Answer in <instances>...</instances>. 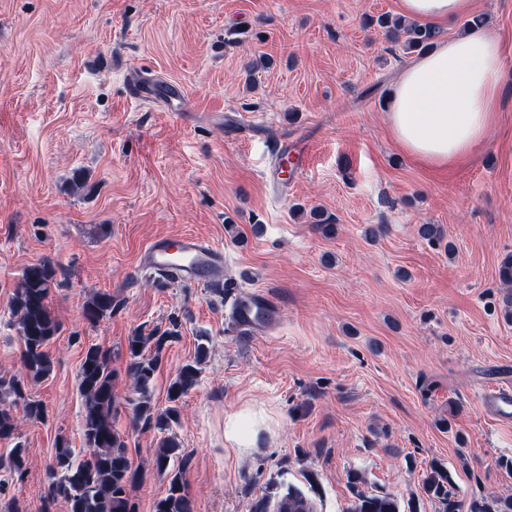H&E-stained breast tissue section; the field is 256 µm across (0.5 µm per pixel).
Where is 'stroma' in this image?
<instances>
[{
  "mask_svg": "<svg viewBox=\"0 0 512 512\" xmlns=\"http://www.w3.org/2000/svg\"><path fill=\"white\" fill-rule=\"evenodd\" d=\"M473 11L505 51L498 120L470 161L435 171L386 119L412 56L361 26L400 0H0V378L25 376L9 302L44 259L60 324L51 374L26 388L43 420L0 439V456L29 458L22 478L0 473V512H68L47 497L46 465L84 446L77 373L92 344L112 353V414L142 472L130 497L154 512L170 474L153 464L158 432L133 420L127 339L172 327L156 409L207 348L172 427L194 512H273L291 486L317 512H348L360 491L444 512L423 486L434 462L461 502L512 495L499 464L512 419L482 401L512 382L498 280L512 252V0ZM136 83L178 87L185 111L129 97ZM280 143L308 150L282 196L265 178ZM315 207L336 237L311 224ZM182 235L223 250L226 286L268 292L276 328L236 331L223 290L141 268L151 242ZM98 292L112 313L92 323ZM233 422L244 445L225 436Z\"/></svg>",
  "mask_w": 512,
  "mask_h": 512,
  "instance_id": "1",
  "label": "stroma"
}]
</instances>
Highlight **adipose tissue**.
I'll return each instance as SVG.
<instances>
[{
  "mask_svg": "<svg viewBox=\"0 0 512 512\" xmlns=\"http://www.w3.org/2000/svg\"><path fill=\"white\" fill-rule=\"evenodd\" d=\"M473 0H401L411 19L445 24L472 10ZM498 35L488 28L443 40L401 74L387 119L402 149L428 167L464 163L497 121L503 79Z\"/></svg>",
  "mask_w": 512,
  "mask_h": 512,
  "instance_id": "1",
  "label": "adipose tissue"
}]
</instances>
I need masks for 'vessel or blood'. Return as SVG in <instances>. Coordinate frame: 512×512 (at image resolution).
I'll list each match as a JSON object with an SVG mask.
<instances>
[{
    "instance_id": "obj_1",
    "label": "vessel or blood",
    "mask_w": 512,
    "mask_h": 512,
    "mask_svg": "<svg viewBox=\"0 0 512 512\" xmlns=\"http://www.w3.org/2000/svg\"><path fill=\"white\" fill-rule=\"evenodd\" d=\"M141 266L165 273L177 283L220 285L224 282V254L198 238L184 236L177 242L166 240L149 245L141 258ZM275 309L263 292L236 296L229 320L241 331H252L272 324Z\"/></svg>"
}]
</instances>
